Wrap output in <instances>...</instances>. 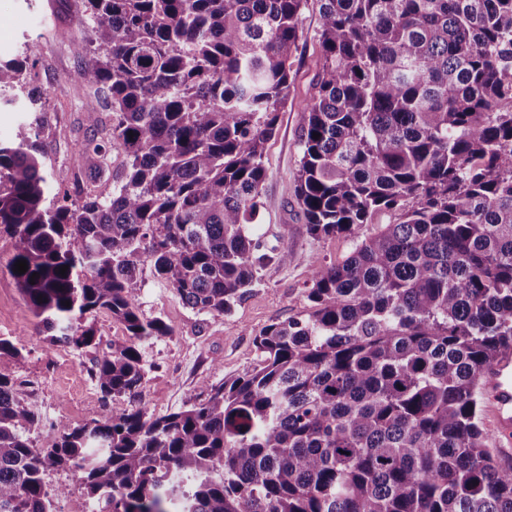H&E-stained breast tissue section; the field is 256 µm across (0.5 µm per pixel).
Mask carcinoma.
<instances>
[{
    "label": "carcinoma",
    "instance_id": "obj_1",
    "mask_svg": "<svg viewBox=\"0 0 512 512\" xmlns=\"http://www.w3.org/2000/svg\"><path fill=\"white\" fill-rule=\"evenodd\" d=\"M306 2L85 0L74 193H51L28 126L0 144V232L50 341L97 345L80 320L100 310L129 340L90 370L112 411L37 448L0 338V512H55L51 467L97 512H512L477 388L512 347V0H320L296 196L311 235L353 248L311 271L304 317L254 337L258 367L164 416L132 406L138 342L169 333L140 313L144 267L224 314L288 261L249 226ZM37 64L33 43L0 65V92ZM114 150L116 185L84 192L83 160Z\"/></svg>",
    "mask_w": 512,
    "mask_h": 512
}]
</instances>
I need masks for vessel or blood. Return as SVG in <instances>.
<instances>
[{
  "mask_svg": "<svg viewBox=\"0 0 512 512\" xmlns=\"http://www.w3.org/2000/svg\"><path fill=\"white\" fill-rule=\"evenodd\" d=\"M492 447L512 449V349L504 350L479 379Z\"/></svg>",
  "mask_w": 512,
  "mask_h": 512,
  "instance_id": "obj_1",
  "label": "vessel or blood"
}]
</instances>
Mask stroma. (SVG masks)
<instances>
[{"label": "stroma", "instance_id": "obj_1", "mask_svg": "<svg viewBox=\"0 0 512 512\" xmlns=\"http://www.w3.org/2000/svg\"><path fill=\"white\" fill-rule=\"evenodd\" d=\"M319 9V0H308L303 10L291 96L265 145L268 178L254 230L262 250H276L288 259L262 265L252 290L223 315L193 310L173 290L143 273L137 292L140 311L145 318H161L169 327L168 335L139 344L146 372L135 404L146 416L178 411L205 387L256 367L260 358L254 336L272 323L305 315V288L312 269L340 262L351 251L348 238L307 232L294 193L300 108L320 71ZM89 35L81 0H0V62L20 57L27 44L40 45L35 81L25 91H13L12 102L0 101V143H16L24 127L37 123V144L55 189L70 187L76 147L88 135L71 78ZM15 252V239L0 235V338L19 350L13 361L16 395L38 414L29 436L36 447L45 448L61 426L100 419L105 403L89 376L95 350L78 351L46 341L10 274Z\"/></svg>", "mask_w": 512, "mask_h": 512}]
</instances>
